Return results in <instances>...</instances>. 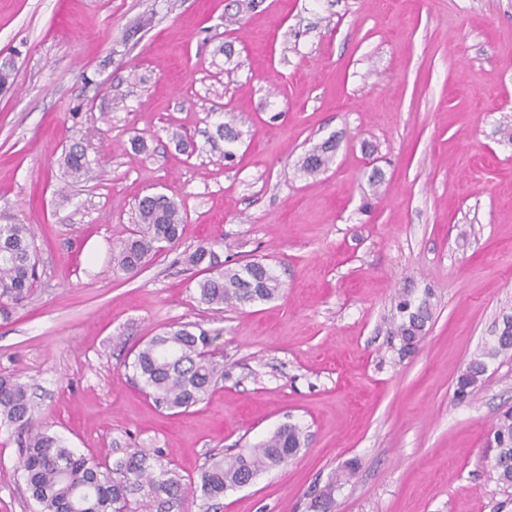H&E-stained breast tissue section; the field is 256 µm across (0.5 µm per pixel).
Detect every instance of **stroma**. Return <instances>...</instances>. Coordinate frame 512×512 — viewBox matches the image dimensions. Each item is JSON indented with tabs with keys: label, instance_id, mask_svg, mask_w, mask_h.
<instances>
[{
	"label": "stroma",
	"instance_id": "obj_1",
	"mask_svg": "<svg viewBox=\"0 0 512 512\" xmlns=\"http://www.w3.org/2000/svg\"><path fill=\"white\" fill-rule=\"evenodd\" d=\"M1 53L0 224L33 227L39 265L0 320V376L29 386L36 426L106 465L150 449L186 484L211 454L303 429L288 463L170 512H313L351 462L330 512H512L488 446L512 408V352L488 353L512 315V0H0ZM154 193L182 205L179 242L113 273ZM210 242L266 259L281 296L198 304L186 257ZM402 294L431 313L408 352ZM173 323L209 330L225 370L174 415L130 369ZM20 454L0 426V512L36 508ZM336 144L332 141L324 142L306 154L302 161V169L309 175L315 176L328 168L332 159V152ZM85 149L80 143H74L65 154L64 165L68 176L78 182L87 172L90 165ZM486 366L483 360L475 358L471 360L465 370L458 376L456 381L455 394L459 398H464L470 392V389L476 385L480 377L483 376Z\"/></svg>",
	"mask_w": 512,
	"mask_h": 512
}]
</instances>
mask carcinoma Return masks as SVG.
I'll return each mask as SVG.
<instances>
[{
  "mask_svg": "<svg viewBox=\"0 0 512 512\" xmlns=\"http://www.w3.org/2000/svg\"><path fill=\"white\" fill-rule=\"evenodd\" d=\"M336 144L327 141L311 150L302 169L314 176L328 168ZM64 165L72 181L87 172L90 160L80 143L65 154ZM183 217L178 203L165 194H153L138 202V221L130 236L112 249V270L138 272L166 245L176 244ZM206 243L188 256L201 268L197 284L198 303L213 310L268 302L281 294V282L260 259L229 264ZM37 278V255L33 228L29 224H0V318L11 317L13 306L31 299ZM401 321L393 335L403 347L412 346L429 318L428 308H416L402 299L397 305ZM213 338L199 325H172L151 337L135 354L131 368L143 389L159 407L184 413L200 404L218 380L224 378V363L211 350ZM483 360H471L458 376L455 394L464 398L483 376ZM26 436L20 468L27 491L39 512H131L135 504L159 512L187 494H200L203 501L249 484L261 472L284 464L297 454L304 434L297 425L280 426L267 439L232 454L208 459L198 481L189 488L168 471L153 470L147 450L135 448L103 466L73 449L63 440L41 431L34 424L28 387L13 378H0V425ZM495 448L493 469L500 484L512 487V411L502 414L492 434Z\"/></svg>",
  "mask_w": 512,
  "mask_h": 512,
  "instance_id": "carcinoma-1",
  "label": "carcinoma"
}]
</instances>
